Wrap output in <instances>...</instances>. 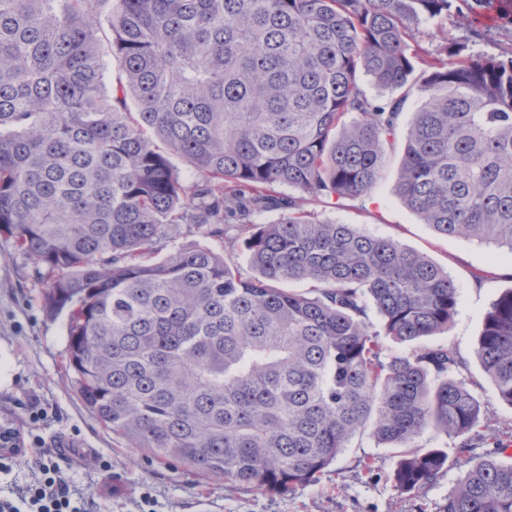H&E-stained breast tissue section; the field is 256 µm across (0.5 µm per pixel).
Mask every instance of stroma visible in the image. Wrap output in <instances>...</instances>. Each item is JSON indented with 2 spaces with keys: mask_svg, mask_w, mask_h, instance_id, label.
I'll use <instances>...</instances> for the list:
<instances>
[{
  "mask_svg": "<svg viewBox=\"0 0 512 512\" xmlns=\"http://www.w3.org/2000/svg\"><path fill=\"white\" fill-rule=\"evenodd\" d=\"M445 39L461 46L464 53L496 56L512 43V24L493 10L470 27L448 21L443 32L424 22L416 32L415 46L428 54ZM398 162V153H391L369 197L347 199L336 207L320 205L316 211L320 218L394 239L447 271L459 293L457 312L448 331L430 337L429 342L454 346L465 359V374L478 383L484 410L497 422L499 437L508 446L501 459L510 462L512 407L498 400L476 348L491 302L512 288V253L436 234L401 204L395 188ZM30 272L28 257L0 235V418L11 419L20 431H33L46 445L59 449L73 488L86 498L102 500L105 512H139L146 493L154 500L155 512H438L462 475L452 457L436 485L419 493L398 492L393 480L398 449L368 436L353 440L315 484L281 492L233 485L155 458L97 423L85 408L66 359L65 321L46 316L42 285ZM33 396L52 412L51 421L31 424L24 406ZM365 458L370 461L366 467L361 464ZM105 461L118 482L110 491L102 480Z\"/></svg>",
  "mask_w": 512,
  "mask_h": 512,
  "instance_id": "35a3bbf8",
  "label": "stroma"
}]
</instances>
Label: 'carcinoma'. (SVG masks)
<instances>
[{
  "label": "carcinoma",
  "mask_w": 512,
  "mask_h": 512,
  "mask_svg": "<svg viewBox=\"0 0 512 512\" xmlns=\"http://www.w3.org/2000/svg\"><path fill=\"white\" fill-rule=\"evenodd\" d=\"M490 2L0 0V233L32 260L47 315L66 316L99 423L259 490L318 482L367 434L401 449L406 493L447 468L444 449L415 448L431 429L466 467L439 512H512V462L471 454L483 413L464 359L421 344L448 331L454 282L311 209L370 195L416 87L401 203L442 236L512 253V46L411 45L416 24ZM363 76L402 94L379 103ZM184 224L230 254L242 243L248 267L200 245L158 258ZM476 355L512 406V288Z\"/></svg>",
  "instance_id": "carcinoma-1"
}]
</instances>
